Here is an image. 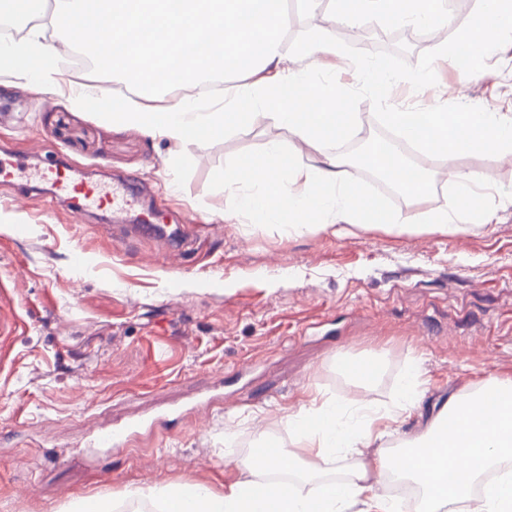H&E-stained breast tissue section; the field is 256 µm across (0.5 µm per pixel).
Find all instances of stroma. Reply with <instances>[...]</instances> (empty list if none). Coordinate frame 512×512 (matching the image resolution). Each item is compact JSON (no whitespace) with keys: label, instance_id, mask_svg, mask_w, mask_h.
Wrapping results in <instances>:
<instances>
[{"label":"stroma","instance_id":"1","mask_svg":"<svg viewBox=\"0 0 512 512\" xmlns=\"http://www.w3.org/2000/svg\"><path fill=\"white\" fill-rule=\"evenodd\" d=\"M288 65L358 83L344 54L302 57L309 15L288 0ZM359 44L396 47L416 63L436 48L426 27L386 18L352 26ZM437 83H397L399 107L478 105L512 113V43L484 71L460 81L450 59L434 63ZM78 88L62 77L54 92L0 74V150L25 152L30 167L61 160L81 175L121 177L161 199L173 236L121 238L97 214L74 217L49 202L31 175L0 182V281L28 321L0 377V512H60L77 496L111 498L114 512H153L137 490L197 482L213 489L239 478L269 422L289 441L287 414L312 396L343 395L336 357L372 356L383 372L360 400L390 402L407 364L423 371V413L402 424L393 446L425 427L449 394L488 376L512 378V153L434 159V193L401 211L453 205L454 174H477L491 219L441 233L348 226L337 236L301 235L238 216L223 221L236 189L217 181L273 141L297 140L274 121L202 136L182 147L169 173L167 142L103 121L93 103L74 109ZM26 224L18 235V224ZM86 264H71L75 251ZM137 424L121 450L92 446L101 431Z\"/></svg>","mask_w":512,"mask_h":512}]
</instances>
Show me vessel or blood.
I'll return each instance as SVG.
<instances>
[{
	"label": "vessel or blood",
	"instance_id": "b4317fda",
	"mask_svg": "<svg viewBox=\"0 0 512 512\" xmlns=\"http://www.w3.org/2000/svg\"><path fill=\"white\" fill-rule=\"evenodd\" d=\"M39 180L49 185L51 198L67 200L70 211L81 215L90 210L106 207L112 212V222L124 226L129 214H136L134 232L146 230L149 224L159 218L157 204L144 201L128 181L120 180L101 183L76 177L70 168L50 164L37 172Z\"/></svg>",
	"mask_w": 512,
	"mask_h": 512
}]
</instances>
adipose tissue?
I'll return each mask as SVG.
<instances>
[{
    "label": "adipose tissue",
    "mask_w": 512,
    "mask_h": 512,
    "mask_svg": "<svg viewBox=\"0 0 512 512\" xmlns=\"http://www.w3.org/2000/svg\"><path fill=\"white\" fill-rule=\"evenodd\" d=\"M420 2L412 8L406 0H335L332 20L349 24L389 15L446 29L448 15L437 0ZM78 16L87 20L79 46L135 92L104 113L105 121L183 146L230 125L243 132L271 120L320 154L319 167L312 168L299 152L273 142L223 173L220 187L243 180L252 187L237 197L230 217L286 224L299 233L319 227L340 235L352 224H431L447 232V209L388 212L348 180L344 159L329 146L360 132V117L341 110L344 93L335 84L289 68L280 50L288 27L282 0H55L42 22L0 44V71L54 86L57 48L46 32L71 30ZM99 16L106 31L95 23ZM229 70L245 82L226 88L219 104L204 106L187 96L155 103L166 88ZM298 183L303 191H295ZM420 379L419 367H407L389 408L346 397L313 400L288 416L295 447L279 444L250 455L245 474L224 492L195 483L138 495L155 501L159 512H350L358 503L362 512H401L373 483L375 471L389 470L419 484L418 512H512V470L481 480L488 469L512 461V378L494 377L468 394L449 396L406 449L390 454L383 441L419 411ZM338 460L349 463L345 476L328 478L327 464Z\"/></svg>",
    "instance_id": "obj_1"
}]
</instances>
